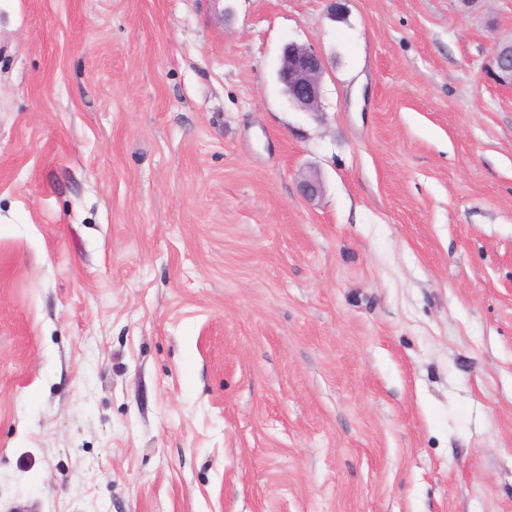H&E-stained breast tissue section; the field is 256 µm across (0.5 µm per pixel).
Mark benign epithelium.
<instances>
[{
	"label": "benign epithelium",
	"mask_w": 512,
	"mask_h": 512,
	"mask_svg": "<svg viewBox=\"0 0 512 512\" xmlns=\"http://www.w3.org/2000/svg\"><path fill=\"white\" fill-rule=\"evenodd\" d=\"M493 66L499 81L512 84V45L498 46ZM324 72L322 58L307 45L289 43L280 56L277 80L285 88L289 104L302 112L318 113L321 107V80ZM304 198L313 200L322 192L318 177L308 176L301 181Z\"/></svg>",
	"instance_id": "obj_1"
}]
</instances>
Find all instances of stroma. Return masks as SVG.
<instances>
[{"mask_svg":"<svg viewBox=\"0 0 512 512\" xmlns=\"http://www.w3.org/2000/svg\"><path fill=\"white\" fill-rule=\"evenodd\" d=\"M510 42L512 0H0V512H512ZM322 58L307 45L289 43L280 56L277 80L289 104L302 112L318 113L321 107ZM493 66L499 81L512 84V45L498 46L493 56Z\"/></svg>","mask_w":512,"mask_h":512,"instance_id":"stroma-1","label":"stroma"}]
</instances>
